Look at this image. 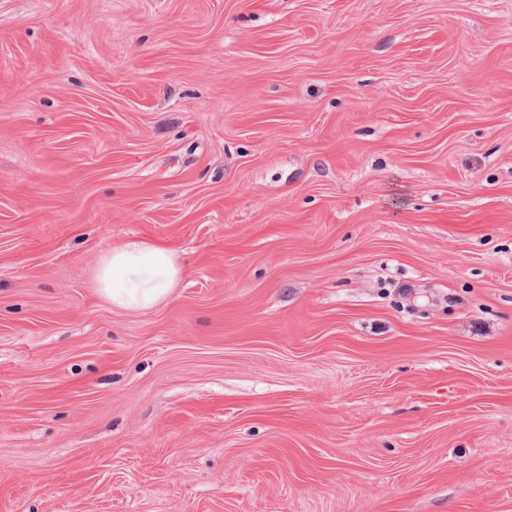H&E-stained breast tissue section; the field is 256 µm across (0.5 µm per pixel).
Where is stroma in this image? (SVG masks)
Here are the masks:
<instances>
[{
  "label": "stroma",
  "instance_id": "35a3bbf8",
  "mask_svg": "<svg viewBox=\"0 0 512 512\" xmlns=\"http://www.w3.org/2000/svg\"><path fill=\"white\" fill-rule=\"evenodd\" d=\"M0 512H512V0H0ZM186 272L175 250L146 239L131 240L99 258L96 291L112 307L144 311L166 300Z\"/></svg>",
  "mask_w": 512,
  "mask_h": 512
}]
</instances>
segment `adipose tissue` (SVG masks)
Listing matches in <instances>:
<instances>
[{
  "label": "adipose tissue",
  "mask_w": 512,
  "mask_h": 512,
  "mask_svg": "<svg viewBox=\"0 0 512 512\" xmlns=\"http://www.w3.org/2000/svg\"><path fill=\"white\" fill-rule=\"evenodd\" d=\"M186 272L175 250L146 239L131 240L99 258L96 291L115 308L144 311L166 300Z\"/></svg>",
  "instance_id": "obj_1"
}]
</instances>
